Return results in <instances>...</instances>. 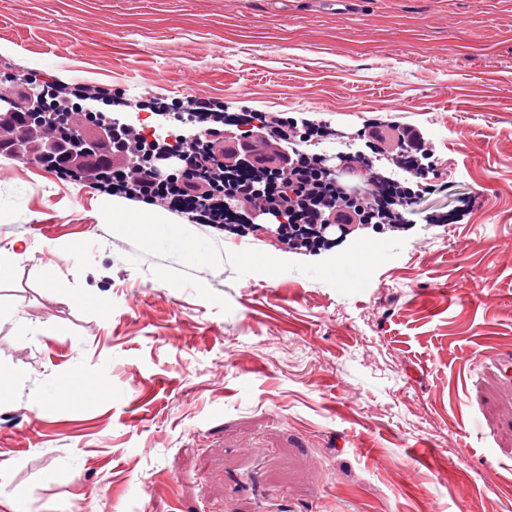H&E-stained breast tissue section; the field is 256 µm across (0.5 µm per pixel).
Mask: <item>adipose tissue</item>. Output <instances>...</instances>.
<instances>
[{"mask_svg":"<svg viewBox=\"0 0 512 512\" xmlns=\"http://www.w3.org/2000/svg\"><path fill=\"white\" fill-rule=\"evenodd\" d=\"M106 209L117 230L143 234L150 247L163 250L178 241L189 257L207 252V240L194 225L169 223L167 215L157 210H125L114 203L107 204Z\"/></svg>","mask_w":512,"mask_h":512,"instance_id":"adipose-tissue-1","label":"adipose tissue"}]
</instances>
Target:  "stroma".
<instances>
[{
    "label": "stroma",
    "instance_id": "1",
    "mask_svg": "<svg viewBox=\"0 0 512 512\" xmlns=\"http://www.w3.org/2000/svg\"><path fill=\"white\" fill-rule=\"evenodd\" d=\"M30 72L143 118L413 124L435 190L406 232L196 262L0 157V512H259L254 478L269 512H512V0H0V74Z\"/></svg>",
    "mask_w": 512,
    "mask_h": 512
}]
</instances>
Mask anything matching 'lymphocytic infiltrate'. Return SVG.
<instances>
[{
  "mask_svg": "<svg viewBox=\"0 0 512 512\" xmlns=\"http://www.w3.org/2000/svg\"><path fill=\"white\" fill-rule=\"evenodd\" d=\"M53 87L73 95L74 101L67 107L69 124L97 142L88 152L60 145L53 168L58 179L88 177L94 186L111 188L122 198L163 205L192 223L210 227L215 224L217 206L228 196L233 207L225 212V223L241 232L253 224L255 217L273 215L278 219L276 235L297 254L315 255L329 249L330 243L317 235L289 236V225L334 224L347 238L358 237L370 227L394 224L402 228L428 192L431 150L425 132L415 125L373 123L366 151L345 153L350 171L365 184L363 195L349 204L339 186L313 175L320 161L302 148L311 136H332L331 126L306 123L287 132L283 117L245 109L236 117L241 127L239 135L228 139L222 126L204 118L205 113L216 112V105L193 96L187 111L153 119L149 124L137 119L128 123L112 119L114 134L104 137L94 119L96 106L108 103L125 107L120 94L106 85L57 81ZM30 91L29 80H0V100L16 103L13 110H0V149L14 150L23 140L27 129L23 101ZM160 148L180 157L179 170L173 176L157 177L143 164ZM242 166L267 171L273 177L270 186L260 191L245 179L234 184L225 182L226 173ZM396 168L417 180L418 186L389 198L384 188Z\"/></svg>",
  "mask_w": 512,
  "mask_h": 512,
  "instance_id": "obj_1",
  "label": "lymphocytic infiltrate"
}]
</instances>
